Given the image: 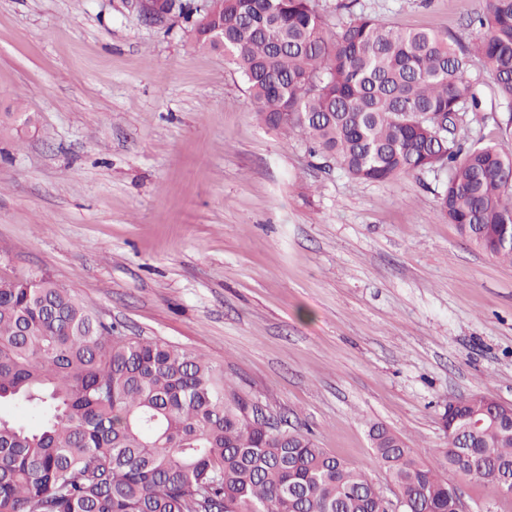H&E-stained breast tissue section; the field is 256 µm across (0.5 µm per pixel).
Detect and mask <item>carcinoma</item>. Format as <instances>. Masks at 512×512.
Listing matches in <instances>:
<instances>
[{"label": "carcinoma", "mask_w": 512, "mask_h": 512, "mask_svg": "<svg viewBox=\"0 0 512 512\" xmlns=\"http://www.w3.org/2000/svg\"><path fill=\"white\" fill-rule=\"evenodd\" d=\"M196 44L224 54L269 128L350 176L448 172L439 205L512 263V156L468 147L480 57L512 103V0H485L469 47L351 14L330 35L313 0H181ZM224 368L106 324L43 272L0 275V512H386L376 485L299 430L248 416ZM444 449L446 469L512 492L509 409ZM376 460L407 512H448L453 485L390 429Z\"/></svg>", "instance_id": "obj_1"}]
</instances>
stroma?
I'll return each mask as SVG.
<instances>
[{
	"instance_id": "obj_1",
	"label": "stroma",
	"mask_w": 512,
	"mask_h": 512,
	"mask_svg": "<svg viewBox=\"0 0 512 512\" xmlns=\"http://www.w3.org/2000/svg\"><path fill=\"white\" fill-rule=\"evenodd\" d=\"M485 0H354L471 45ZM457 135L512 154V104L474 62ZM0 274L41 271L128 334L194 350L253 403L393 481L368 426L443 460L448 401L512 403V264L441 211L444 171L349 176L267 128L223 54L141 0H0ZM466 512L512 496L449 474Z\"/></svg>"
}]
</instances>
